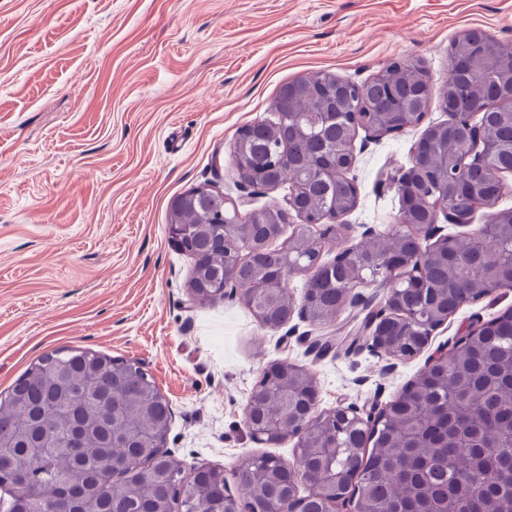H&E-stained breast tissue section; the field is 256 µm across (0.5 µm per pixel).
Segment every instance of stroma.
<instances>
[{
    "label": "stroma",
    "mask_w": 512,
    "mask_h": 512,
    "mask_svg": "<svg viewBox=\"0 0 512 512\" xmlns=\"http://www.w3.org/2000/svg\"><path fill=\"white\" fill-rule=\"evenodd\" d=\"M471 29L512 46V0H0V393L59 347L135 360L171 403L166 448L183 477L264 453L244 424L262 368H306L320 406L388 403L427 354L316 358L319 327L293 318L289 349L239 299L188 303L193 261L169 207L191 188L240 197L231 146L286 82L325 71L361 83L395 61L448 75ZM366 142L348 176L347 223L385 232L399 214L387 172L411 166L426 125ZM512 307V290L461 307L430 346L449 347Z\"/></svg>",
    "instance_id": "1"
}]
</instances>
